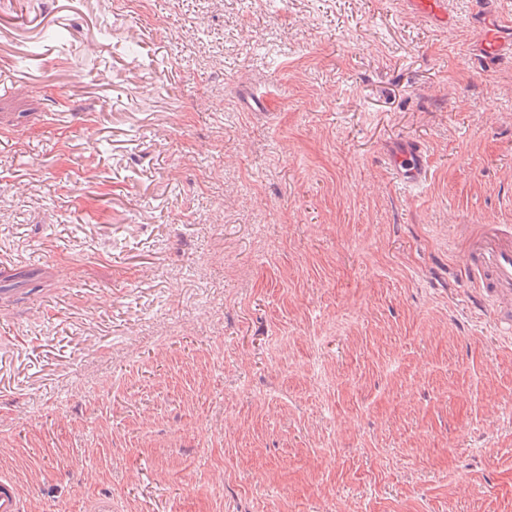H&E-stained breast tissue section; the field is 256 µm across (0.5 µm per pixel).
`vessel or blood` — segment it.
<instances>
[{
	"mask_svg": "<svg viewBox=\"0 0 512 512\" xmlns=\"http://www.w3.org/2000/svg\"><path fill=\"white\" fill-rule=\"evenodd\" d=\"M412 13L447 29L456 23L448 0H401ZM482 57L512 59V36L503 29H493L479 45ZM388 164L396 179L404 184L421 183L427 167L424 150L416 144L404 143L388 156ZM462 259L466 278L477 288L481 300L493 311L500 335H512V226L477 224L468 239ZM0 512H25L16 482L0 475Z\"/></svg>",
	"mask_w": 512,
	"mask_h": 512,
	"instance_id": "obj_1",
	"label": "vessel or blood"
}]
</instances>
